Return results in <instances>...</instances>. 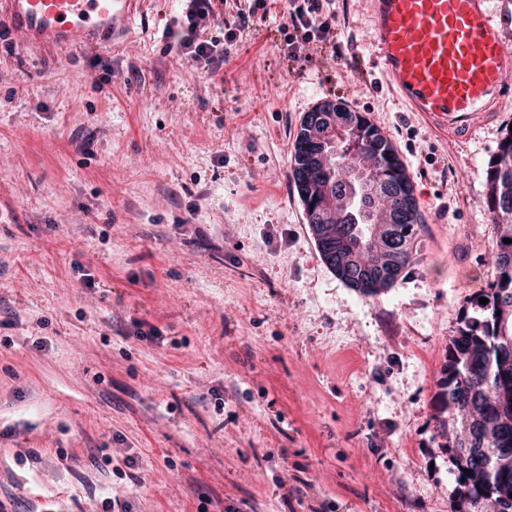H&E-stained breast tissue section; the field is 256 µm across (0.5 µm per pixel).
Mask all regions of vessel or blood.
Segmentation results:
<instances>
[{"label":"vessel or blood","instance_id":"vessel-or-blood-1","mask_svg":"<svg viewBox=\"0 0 512 512\" xmlns=\"http://www.w3.org/2000/svg\"><path fill=\"white\" fill-rule=\"evenodd\" d=\"M389 84L440 134L461 140L512 102L491 0H363ZM135 0H0L27 45L78 52L118 44Z\"/></svg>","mask_w":512,"mask_h":512}]
</instances>
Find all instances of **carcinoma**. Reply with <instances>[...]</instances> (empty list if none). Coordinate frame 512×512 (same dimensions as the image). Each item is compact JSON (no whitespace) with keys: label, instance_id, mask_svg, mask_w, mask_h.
<instances>
[{"label":"carcinoma","instance_id":"obj_1","mask_svg":"<svg viewBox=\"0 0 512 512\" xmlns=\"http://www.w3.org/2000/svg\"><path fill=\"white\" fill-rule=\"evenodd\" d=\"M336 141L327 158L332 177H320L312 161L319 142ZM370 163L374 222H365L347 196L346 175L359 160ZM291 183L302 202L321 259L345 284L365 296L391 287L410 260L422 223L412 180L393 144L363 112L326 100L303 114L290 159ZM485 177L488 205L499 230L496 276L488 299L464 317L448 342L440 382L438 429L453 440L459 476L457 512H512L500 480L512 482V131L502 137ZM367 252L350 250L354 238ZM510 242L505 243L503 239Z\"/></svg>","mask_w":512,"mask_h":512}]
</instances>
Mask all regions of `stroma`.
<instances>
[{
	"mask_svg": "<svg viewBox=\"0 0 512 512\" xmlns=\"http://www.w3.org/2000/svg\"><path fill=\"white\" fill-rule=\"evenodd\" d=\"M360 2L292 57L267 0L210 69L162 35L180 0H144L113 49L32 48L0 19L8 512H454L438 381L495 275L485 169L512 104L441 141L387 87ZM329 99L391 139L423 218L375 296L322 261L289 179Z\"/></svg>",
	"mask_w": 512,
	"mask_h": 512,
	"instance_id": "obj_1",
	"label": "stroma"
}]
</instances>
